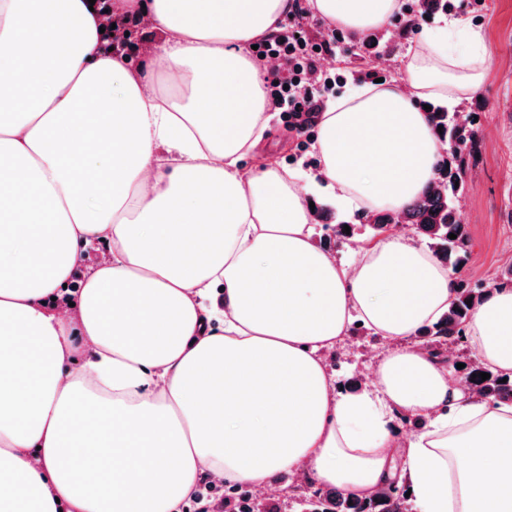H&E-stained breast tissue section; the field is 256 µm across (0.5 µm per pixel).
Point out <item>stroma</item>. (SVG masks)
<instances>
[{
    "label": "stroma",
    "instance_id": "1",
    "mask_svg": "<svg viewBox=\"0 0 512 512\" xmlns=\"http://www.w3.org/2000/svg\"><path fill=\"white\" fill-rule=\"evenodd\" d=\"M448 4L447 14L476 23L487 57L481 92L460 102L479 115V148L466 171L460 219L469 253L462 273L470 282H489L505 257L512 256V0H486L479 12L471 8L470 0H448ZM417 29L402 35L393 29L376 31L359 40L346 37L334 51L335 68L321 90L324 100L336 98L369 72L387 82L400 80L408 54L416 47ZM260 153L278 168L303 166L312 171L318 164L311 146L301 145L277 111L271 115ZM348 347L332 375L341 385L365 387L384 342L354 336Z\"/></svg>",
    "mask_w": 512,
    "mask_h": 512
}]
</instances>
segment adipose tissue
Masks as SVG:
<instances>
[{
  "label": "adipose tissue",
  "mask_w": 512,
  "mask_h": 512,
  "mask_svg": "<svg viewBox=\"0 0 512 512\" xmlns=\"http://www.w3.org/2000/svg\"><path fill=\"white\" fill-rule=\"evenodd\" d=\"M291 6L112 0L153 34L133 69L101 50L89 0H0V512H176L204 471L362 498L395 479L412 512H512V404L411 344L454 300L452 270L396 232L342 264L310 207L422 195L442 149L420 102L481 91L483 37L444 19L400 81L329 102L317 171L247 168L269 110L248 46ZM310 6L356 38L401 9ZM357 322L390 345L372 386L345 393L322 354ZM467 334L512 377V286L487 291ZM402 415L421 426L401 432Z\"/></svg>",
  "instance_id": "ef3b65f1"
}]
</instances>
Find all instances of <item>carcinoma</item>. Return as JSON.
Masks as SVG:
<instances>
[{
    "label": "carcinoma",
    "mask_w": 512,
    "mask_h": 512,
    "mask_svg": "<svg viewBox=\"0 0 512 512\" xmlns=\"http://www.w3.org/2000/svg\"><path fill=\"white\" fill-rule=\"evenodd\" d=\"M112 23L105 24V48H121L127 55L136 58L137 30L129 31V35L119 37L111 29ZM433 130L437 139L453 146L451 153H443L437 168V178L428 190L416 199L404 213L405 224L412 227L414 233L429 240V247L447 266L456 270L467 258V242L463 225L455 201L464 188V175L467 157L475 151L477 145V127L474 119L460 125L454 121L452 114L434 110L431 112ZM443 129H438V126ZM358 224H368L370 236L384 231L385 227L394 223L389 213L358 214ZM456 238H449V234ZM487 287L484 285L470 286L466 281L457 284V298L442 317L434 324L424 328L420 333L424 342L429 344L440 339L460 344L465 341L466 327L469 323L474 305L481 299ZM490 373V378L482 380L480 373ZM468 375L472 389L489 403L500 401L512 402V383L500 382V377L489 372V369L473 362ZM224 495L234 498L238 512H261L259 503L248 496V492L239 486L224 490ZM314 504L312 512H408L406 498L399 486H388L379 489L369 499H359L344 494L336 488L323 491L318 489L312 496Z\"/></svg>",
    "instance_id": "1"
}]
</instances>
